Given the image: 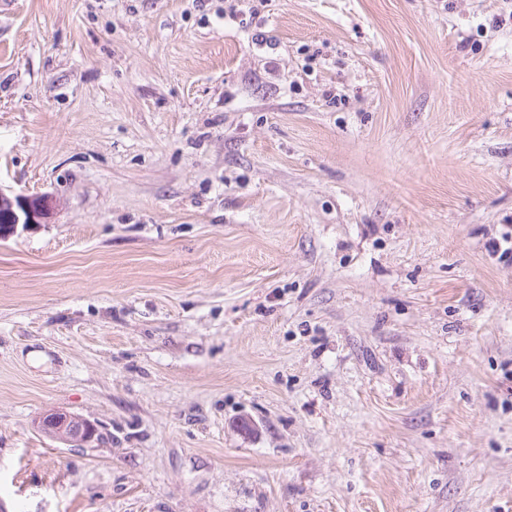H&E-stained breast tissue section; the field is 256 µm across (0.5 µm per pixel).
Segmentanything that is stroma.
<instances>
[{"label": "stroma", "instance_id": "35a3bbf8", "mask_svg": "<svg viewBox=\"0 0 512 512\" xmlns=\"http://www.w3.org/2000/svg\"><path fill=\"white\" fill-rule=\"evenodd\" d=\"M224 2L0 5V503L512 512V0ZM35 427L46 436L73 447L91 448L101 440L97 424L59 410L44 413Z\"/></svg>", "mask_w": 512, "mask_h": 512}]
</instances>
